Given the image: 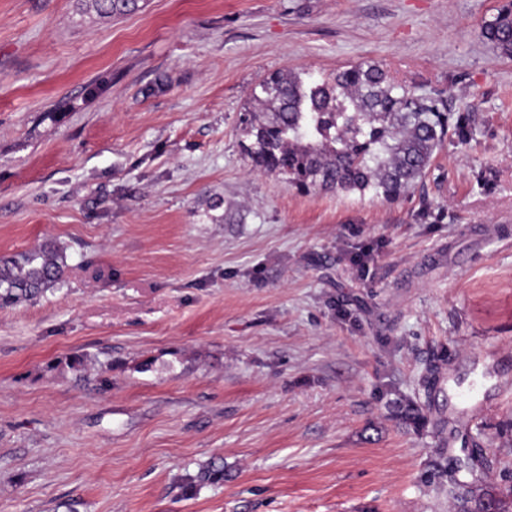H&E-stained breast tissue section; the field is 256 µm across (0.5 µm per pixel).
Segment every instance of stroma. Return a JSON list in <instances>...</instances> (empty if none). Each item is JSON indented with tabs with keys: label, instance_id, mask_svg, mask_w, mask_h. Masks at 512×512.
<instances>
[{
	"label": "stroma",
	"instance_id": "obj_1",
	"mask_svg": "<svg viewBox=\"0 0 512 512\" xmlns=\"http://www.w3.org/2000/svg\"><path fill=\"white\" fill-rule=\"evenodd\" d=\"M504 2L0 0V256H67L0 309V512H450V472L512 512ZM362 61L450 91L469 143L394 203L253 168L259 80ZM478 376L475 424L454 393ZM85 11L101 17H119L138 10L140 0H78ZM482 36L503 56L512 57V1L499 8L495 18L483 29Z\"/></svg>",
	"mask_w": 512,
	"mask_h": 512
}]
</instances>
